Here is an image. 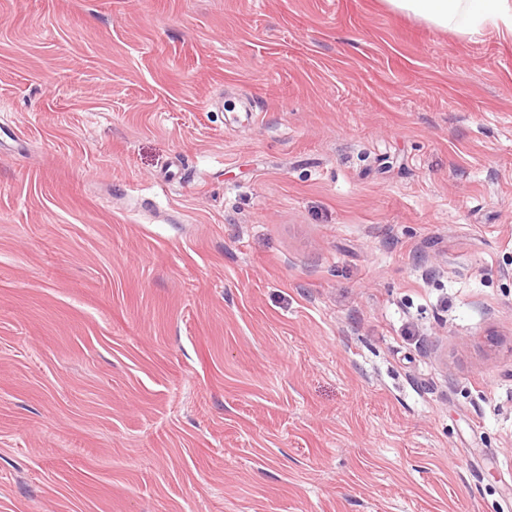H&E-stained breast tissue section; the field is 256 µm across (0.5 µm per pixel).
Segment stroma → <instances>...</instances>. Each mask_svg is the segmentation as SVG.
Segmentation results:
<instances>
[{
    "label": "stroma",
    "mask_w": 512,
    "mask_h": 512,
    "mask_svg": "<svg viewBox=\"0 0 512 512\" xmlns=\"http://www.w3.org/2000/svg\"><path fill=\"white\" fill-rule=\"evenodd\" d=\"M0 512H512V36L385 0H0Z\"/></svg>",
    "instance_id": "stroma-1"
}]
</instances>
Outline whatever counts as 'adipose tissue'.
<instances>
[{"label": "adipose tissue", "instance_id": "1", "mask_svg": "<svg viewBox=\"0 0 512 512\" xmlns=\"http://www.w3.org/2000/svg\"><path fill=\"white\" fill-rule=\"evenodd\" d=\"M393 11L459 34L485 28L512 34V0H386Z\"/></svg>", "mask_w": 512, "mask_h": 512}]
</instances>
